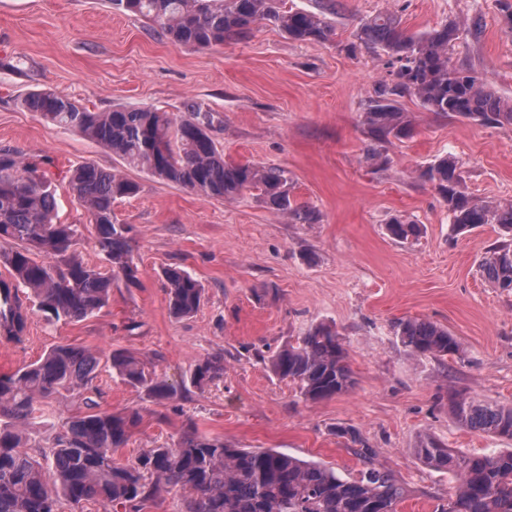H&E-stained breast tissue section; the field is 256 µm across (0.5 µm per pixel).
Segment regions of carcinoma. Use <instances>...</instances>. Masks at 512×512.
<instances>
[{
    "mask_svg": "<svg viewBox=\"0 0 512 512\" xmlns=\"http://www.w3.org/2000/svg\"><path fill=\"white\" fill-rule=\"evenodd\" d=\"M112 9L145 20L174 44L205 49L247 38L253 27L271 23L295 41L327 42L335 34L331 17L336 0H315L312 10H285L280 0H108ZM459 25L449 22L409 35L397 15L381 12L366 19L358 33L369 49L388 56L389 79L375 90L363 113L366 133L375 141L411 136L412 126L397 106L405 95L444 118L483 124L511 125L512 101L487 88L471 70L452 64L450 50ZM17 105L45 121L77 132L119 157L129 168L210 199L233 200L253 192L269 208L299 224H314L316 212L291 201L288 177L277 167L224 161L212 137L215 117L188 102L172 117L158 109L117 108L92 112L50 90H32ZM423 177L448 206L452 231L459 235L482 224H498L512 232V203L474 200L459 190L456 159L443 156ZM68 186L96 226V246L108 268L90 266L75 245L79 228L56 215L51 183L39 168L16 150L0 149V266L10 281L0 280V336L20 342L29 310L22 295L30 291L37 310L50 321H79L106 307L117 279L136 287L138 267L131 257L130 228L119 224L112 203L132 197L139 185L119 171L86 162L71 171ZM399 241L417 238L420 225L398 218L386 225ZM52 258L38 259L39 254ZM485 281L512 288V243L492 247L478 262ZM169 307L176 317L196 313L205 288L190 273L162 271ZM395 336L413 357L439 362L461 356L462 342L448 329L425 319L400 320ZM112 372L142 389L158 403L188 392L146 368L127 350L106 358ZM101 355L70 344L52 347L43 357L13 374L0 377V512H58L67 501L93 502L142 512L163 492L182 496L181 512H398L407 498L402 482L378 466L375 452L353 428L339 427L362 462L354 475H341L320 463L274 450L236 448L218 437L200 434L190 425L170 445L150 448L135 462L118 465L113 453L123 448L141 422L136 411L98 410L88 393ZM271 371L295 384L301 397L318 402L353 390L356 379L348 353L336 330L310 327L269 359ZM224 376V355L197 361L190 384L203 389ZM70 393L86 412L66 422L49 445L25 443L22 427L36 418L42 401ZM449 405L464 429L512 440V407L481 403L452 394ZM426 465L447 469L457 477L448 505L435 512H512V448L491 453L459 454L431 435H421L413 448Z\"/></svg>",
    "mask_w": 512,
    "mask_h": 512,
    "instance_id": "1",
    "label": "carcinoma"
}]
</instances>
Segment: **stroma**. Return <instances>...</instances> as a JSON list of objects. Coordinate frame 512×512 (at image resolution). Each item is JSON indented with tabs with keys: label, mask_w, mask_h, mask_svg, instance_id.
Wrapping results in <instances>:
<instances>
[{
	"label": "stroma",
	"mask_w": 512,
	"mask_h": 512,
	"mask_svg": "<svg viewBox=\"0 0 512 512\" xmlns=\"http://www.w3.org/2000/svg\"><path fill=\"white\" fill-rule=\"evenodd\" d=\"M338 2L328 43L294 41L263 25L246 40L193 49L112 10L108 0H0V149L41 162L59 219L78 225L76 248L89 265L104 261L66 174L85 162L107 170L121 162L18 108L33 87L95 112L153 107L178 116L186 102H196L219 119L212 135L225 161L286 170L291 200L319 216L298 224L250 193L208 199L128 170L140 190L112 210L130 228L139 286L113 288L108 305L82 321L50 324L32 313L23 342L0 337V375L71 344L103 355L131 351L177 384L196 360L220 353L223 378L163 405L100 365L94 384L101 409L141 415L115 452L117 463L172 443L191 424L239 448L272 449L344 473L360 463L335 430L351 427L374 448L377 464L406 486L400 512H433L456 482L415 456L419 435L463 454L507 446L461 428L448 395L512 407V291L490 285L477 269L488 249L512 236L497 224L454 235L447 206L422 172L450 154L470 197L512 202V126L443 118L407 95L399 106L413 136L371 141L362 115L387 77L386 57L361 44L358 32L385 9L412 34L457 22L453 64L476 71L512 101V21L500 0ZM15 57L25 61L26 74L4 68ZM372 152L379 161L369 160ZM395 218L421 224L420 237L392 240L386 226ZM170 266L205 288L193 316L169 310L162 271ZM409 318L447 327L465 355L444 363L408 357L393 324ZM321 322L342 338L357 385L312 403L271 372L269 358Z\"/></svg>",
	"instance_id": "obj_1"
}]
</instances>
